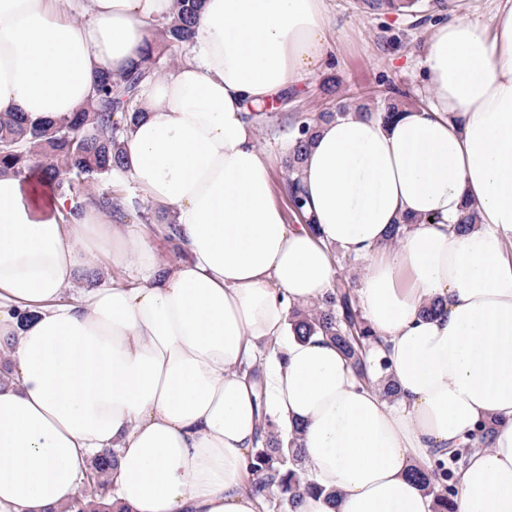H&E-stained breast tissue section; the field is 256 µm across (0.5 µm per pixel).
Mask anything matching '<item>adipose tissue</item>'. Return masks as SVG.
<instances>
[{"mask_svg": "<svg viewBox=\"0 0 512 512\" xmlns=\"http://www.w3.org/2000/svg\"><path fill=\"white\" fill-rule=\"evenodd\" d=\"M174 12L0 0V114L78 111ZM193 43L143 82L124 134L126 174L172 219L181 259L160 262L145 225L71 216L69 197L0 171V512H62L90 454L113 448L124 512H263L247 482L266 416L339 492L295 512H434L411 470L459 448L453 512H512V0L485 19L447 9L421 54L428 105L318 128L300 224L273 198L249 109L325 68L326 0H204ZM468 207L479 227L455 231ZM337 248L365 262L395 401L288 321L330 290ZM92 269L111 285L67 298Z\"/></svg>", "mask_w": 512, "mask_h": 512, "instance_id": "adipose-tissue-1", "label": "adipose tissue"}]
</instances>
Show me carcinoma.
I'll list each match as a JSON object with an SVG mask.
<instances>
[{"instance_id":"obj_1","label":"carcinoma","mask_w":512,"mask_h":512,"mask_svg":"<svg viewBox=\"0 0 512 512\" xmlns=\"http://www.w3.org/2000/svg\"><path fill=\"white\" fill-rule=\"evenodd\" d=\"M359 6L369 14L393 12L428 13L433 16L448 8L447 0H360ZM202 0H176V17L158 30L154 44L144 50L138 60L119 76L101 73L89 106L55 120L32 124L22 113L0 115V167L18 173L29 169L33 154L42 158L41 177L53 189L68 196L74 203L70 215L75 216L84 205L91 204L107 216L121 221L134 213L145 223L153 220L150 208L128 198L120 189L112 188V180L124 176V133L128 122L141 113L138 100L141 83L160 72L170 51L191 43L194 25ZM403 93L390 89L381 95L366 93L351 105L341 99L332 110L313 118L294 122L289 129L291 149L285 157L288 172V198L293 212L304 217L306 197L301 185V164L318 125L345 115L349 108L359 113L378 116L387 123L403 106ZM106 185L91 188L98 179ZM289 320L301 337L320 333L336 344L349 361L360 381L375 385L383 396L396 398L397 388L386 374L387 360L378 364L369 360L371 348L380 343L368 326L350 284L340 278L320 301L303 309H294ZM260 432L265 434L261 448L252 456L249 490L263 499L267 512H289L305 493L318 490L308 478L300 457L297 438L283 441L269 418H264ZM439 451L433 464L413 470L417 480L437 501V512H448V500L453 488L447 485L448 459H456ZM118 465L117 452L107 451L93 456L82 483L83 489L69 506L73 512H125L112 503V477Z\"/></svg>"}]
</instances>
